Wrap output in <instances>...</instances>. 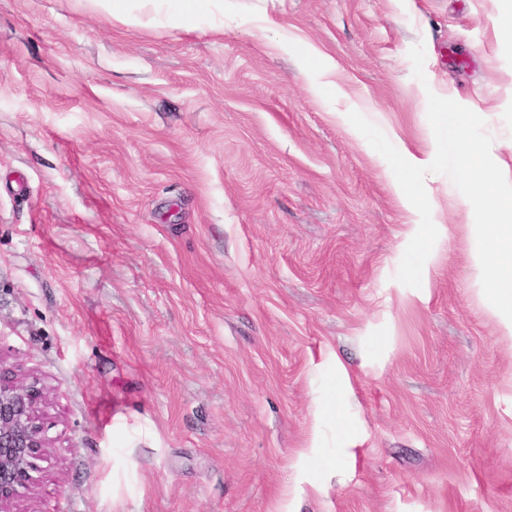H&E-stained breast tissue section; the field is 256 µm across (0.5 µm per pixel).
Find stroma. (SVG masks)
Returning a JSON list of instances; mask_svg holds the SVG:
<instances>
[{"instance_id":"35a3bbf8","label":"stroma","mask_w":512,"mask_h":512,"mask_svg":"<svg viewBox=\"0 0 512 512\" xmlns=\"http://www.w3.org/2000/svg\"><path fill=\"white\" fill-rule=\"evenodd\" d=\"M511 9L0 0V362L52 444L17 512H512L474 214L426 176L409 288L420 216L392 187L436 151L430 91L512 180ZM300 57L301 70L314 88H321L331 83L327 78L333 74L335 65L330 57L312 49L300 51Z\"/></svg>"}]
</instances>
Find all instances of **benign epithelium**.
<instances>
[{
	"mask_svg": "<svg viewBox=\"0 0 512 512\" xmlns=\"http://www.w3.org/2000/svg\"><path fill=\"white\" fill-rule=\"evenodd\" d=\"M41 397L36 386L7 376L0 367V512H16L20 489L29 487L33 460L50 448L36 423Z\"/></svg>",
	"mask_w": 512,
	"mask_h": 512,
	"instance_id": "benign-epithelium-1",
	"label": "benign epithelium"
}]
</instances>
